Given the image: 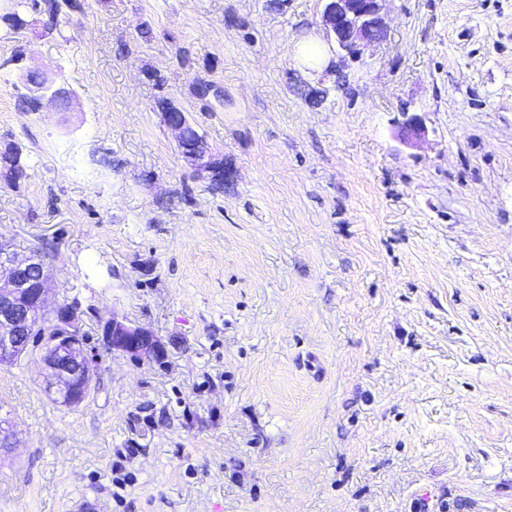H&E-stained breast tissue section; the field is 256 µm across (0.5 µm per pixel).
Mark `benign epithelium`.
<instances>
[{
	"label": "benign epithelium",
	"mask_w": 512,
	"mask_h": 512,
	"mask_svg": "<svg viewBox=\"0 0 512 512\" xmlns=\"http://www.w3.org/2000/svg\"><path fill=\"white\" fill-rule=\"evenodd\" d=\"M321 22L327 43L336 56H354L365 42L386 39L387 26L382 14L385 0H323ZM23 99L42 107L66 111L75 92L46 73L31 69L23 76ZM194 173H213L215 159L205 140L184 155ZM52 281L44 256L35 250L19 251L0 240V364L13 363L32 346L42 352L45 390L62 405H81L91 388L96 355L88 353L76 302L50 301ZM52 328L42 330L45 315ZM103 343L109 352L120 351L133 358L161 354L157 337L147 328L115 315L102 326Z\"/></svg>",
	"instance_id": "obj_1"
}]
</instances>
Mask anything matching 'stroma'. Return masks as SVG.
<instances>
[{
    "label": "stroma",
    "instance_id": "stroma-1",
    "mask_svg": "<svg viewBox=\"0 0 512 512\" xmlns=\"http://www.w3.org/2000/svg\"><path fill=\"white\" fill-rule=\"evenodd\" d=\"M82 6L0 24V147L27 172L0 173V238L49 259L98 355L73 409L39 349L0 365V512H512V0H386L338 76L293 51L324 42L321 0ZM29 67L70 111L22 106ZM113 313L163 357L105 350ZM171 113L172 112H164L163 115L165 117V121L167 122L170 129L175 132L176 141H177V144L179 145L180 150L182 149L183 151L187 152L193 148V146L196 143V140L201 135L193 126L188 125L185 130L183 142L181 144H179L181 141L182 128L185 125V123H187V118H186L185 114L182 113V119H183L182 123L175 122L170 119ZM182 156L190 163L197 176L202 177L205 174L210 175L213 173L215 159L203 138L199 140L192 153L182 154ZM0 163L6 169L7 176L14 185L27 176L25 167L21 163V153L18 147H11L1 153Z\"/></svg>",
    "mask_w": 512,
    "mask_h": 512
}]
</instances>
